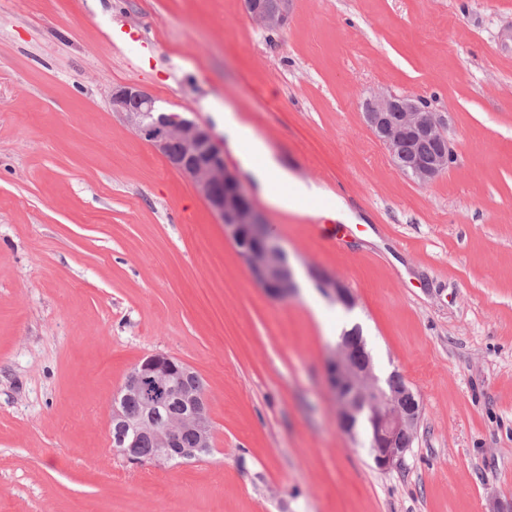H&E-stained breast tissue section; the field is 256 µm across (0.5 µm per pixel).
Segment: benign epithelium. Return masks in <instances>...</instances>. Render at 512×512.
I'll list each match as a JSON object with an SVG mask.
<instances>
[{
	"label": "benign epithelium",
	"instance_id": "1",
	"mask_svg": "<svg viewBox=\"0 0 512 512\" xmlns=\"http://www.w3.org/2000/svg\"><path fill=\"white\" fill-rule=\"evenodd\" d=\"M247 13L269 30H278L288 21L291 0H278L269 10L264 0H244ZM112 111L141 139L147 141L169 162L171 167L189 178L196 192L224 224V233L234 244L242 245L241 256L256 283L274 299L284 300L295 292L294 272L284 266L285 253L273 234L271 225L255 207L242 187L236 172L224 160L209 130L193 119L166 113L154 97L136 84L119 86L112 91ZM396 119H391V113ZM365 120L379 141L391 145L406 133L444 136V119L430 109L420 95L399 96L383 92L365 101ZM178 150L172 151L171 146ZM454 157L448 148L430 168L406 162L393 155L395 166L412 173L420 183L434 180L447 169ZM309 274L331 300L352 309L355 297L338 278L309 268ZM192 375L185 362L167 354H154L136 364L127 376L125 389L142 395V408L132 414L113 408L111 421L138 435L155 427L153 410L161 398L177 397L189 407L188 414L166 424L159 434L160 448L152 457L155 462L193 459L210 447V417L206 395L201 390L183 391L180 381ZM327 380L336 401L340 429L351 439L357 438V418L367 413L372 429L371 451L381 470L402 462L409 451L404 441L414 435L421 408L412 390L404 386L387 391L379 385L364 340L336 341L327 362ZM192 425L198 434V447H176L181 426Z\"/></svg>",
	"mask_w": 512,
	"mask_h": 512
}]
</instances>
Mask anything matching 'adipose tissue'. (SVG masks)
<instances>
[{"label":"adipose tissue","mask_w":512,"mask_h":512,"mask_svg":"<svg viewBox=\"0 0 512 512\" xmlns=\"http://www.w3.org/2000/svg\"><path fill=\"white\" fill-rule=\"evenodd\" d=\"M221 121L231 148L243 145L248 147L249 154L243 162V172L252 179L261 197L281 209L299 212L308 199L320 196L321 191L317 187L291 182L266 142L242 124L234 112L225 111Z\"/></svg>","instance_id":"adipose-tissue-1"}]
</instances>
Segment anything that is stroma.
<instances>
[{"mask_svg": "<svg viewBox=\"0 0 512 512\" xmlns=\"http://www.w3.org/2000/svg\"><path fill=\"white\" fill-rule=\"evenodd\" d=\"M136 31L145 46L129 43ZM210 128L249 123L306 213L255 198L295 269L271 298L187 177L115 114V86ZM423 96L455 150L423 185L364 100ZM345 199L357 221L322 218ZM351 289L345 311L309 276ZM357 318L422 412L378 470L326 363ZM200 376L209 453L128 463L112 399L142 358ZM512 501V0H0V512H495ZM245 0L244 5L247 13L262 26L269 30H278L284 27L288 21L290 11V0ZM278 3V6H277ZM276 8V9H275ZM275 9V10H272Z\"/></svg>", "mask_w": 512, "mask_h": 512, "instance_id": "obj_1", "label": "stroma"}]
</instances>
